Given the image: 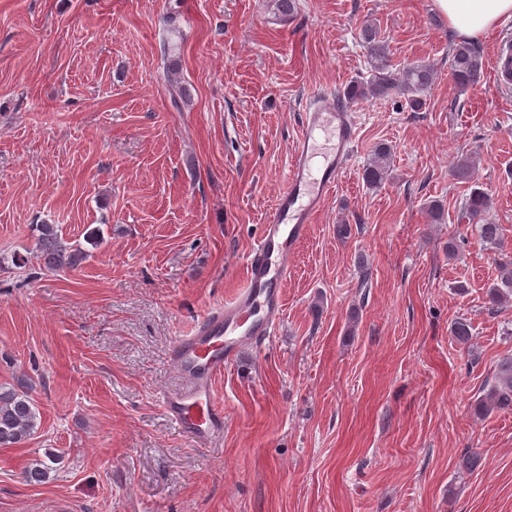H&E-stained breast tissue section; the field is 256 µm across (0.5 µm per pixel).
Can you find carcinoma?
Returning a JSON list of instances; mask_svg holds the SVG:
<instances>
[{
    "mask_svg": "<svg viewBox=\"0 0 512 512\" xmlns=\"http://www.w3.org/2000/svg\"><path fill=\"white\" fill-rule=\"evenodd\" d=\"M362 39L372 62L370 78L355 80L343 90L351 102L369 98H388L392 95L407 97L410 108L421 109L424 94L435 80L433 67L425 63H414L395 68L391 63L390 49L386 40L379 36L377 28L367 25L363 28ZM451 80L455 87L464 92L474 87L482 75V60L478 47L468 41L453 45L448 59ZM392 158L391 146L380 143L372 150L371 158L363 169V180L369 186H377L387 176ZM489 209V197L481 188H474L466 197L459 219L476 227L480 239L496 247L502 240V227L485 221ZM35 251L49 271L76 269L86 259V253L78 246L67 244L58 234L54 224H37ZM504 275L500 282L486 291V304L493 310L512 299V256L502 259ZM495 383L488 393V401L477 406L482 415L492 409L512 411V354L499 359L494 375ZM38 426V410L30 394V387L23 382L0 384V447L20 448L35 433ZM57 461L54 454L47 460L36 459L24 470L30 483H43L53 470L51 463Z\"/></svg>",
    "mask_w": 512,
    "mask_h": 512,
    "instance_id": "cac0c4a2",
    "label": "carcinoma"
}]
</instances>
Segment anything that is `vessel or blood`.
<instances>
[{
  "label": "vessel or blood",
  "mask_w": 512,
  "mask_h": 512,
  "mask_svg": "<svg viewBox=\"0 0 512 512\" xmlns=\"http://www.w3.org/2000/svg\"><path fill=\"white\" fill-rule=\"evenodd\" d=\"M499 40L496 84L512 87V20ZM356 144L354 115L348 103L331 96L313 98L288 165L286 187L262 226L247 257V283L228 304L213 307L191 333L175 336L170 360L183 388L164 399L166 409L191 439L224 428V409L212 384L249 340L270 335L281 307L279 288L288 276V254L309 233L350 162Z\"/></svg>",
  "instance_id": "b4317fda"
}]
</instances>
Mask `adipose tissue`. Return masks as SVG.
<instances>
[{"label":"adipose tissue","instance_id":"1","mask_svg":"<svg viewBox=\"0 0 512 512\" xmlns=\"http://www.w3.org/2000/svg\"><path fill=\"white\" fill-rule=\"evenodd\" d=\"M433 5L447 17L450 30L473 39L490 31L500 17L512 14V0H433Z\"/></svg>","mask_w":512,"mask_h":512}]
</instances>
